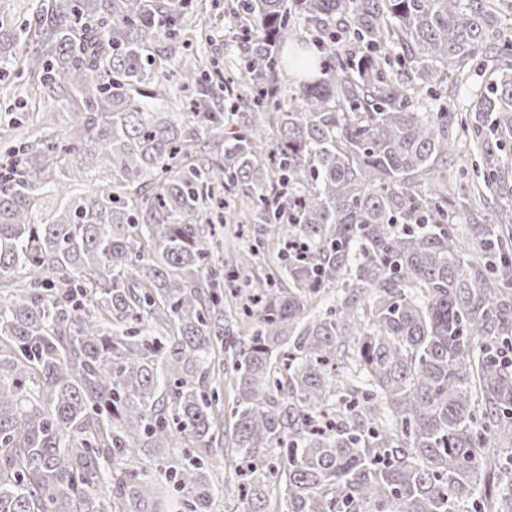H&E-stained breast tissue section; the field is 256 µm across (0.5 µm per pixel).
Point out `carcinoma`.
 Instances as JSON below:
<instances>
[{
	"instance_id": "1",
	"label": "carcinoma",
	"mask_w": 512,
	"mask_h": 512,
	"mask_svg": "<svg viewBox=\"0 0 512 512\" xmlns=\"http://www.w3.org/2000/svg\"><path fill=\"white\" fill-rule=\"evenodd\" d=\"M239 7L232 112L198 66L166 107L184 0L0 10L30 102L0 155V512H220L218 452L244 512H512V0ZM223 190L260 220L233 265L268 269L234 311ZM467 77L465 85L455 87L453 77H451L448 80V87L439 89L442 94L441 101H444L445 104L448 101V108L453 112H466L473 95L485 85L486 77L483 72L471 71Z\"/></svg>"
}]
</instances>
